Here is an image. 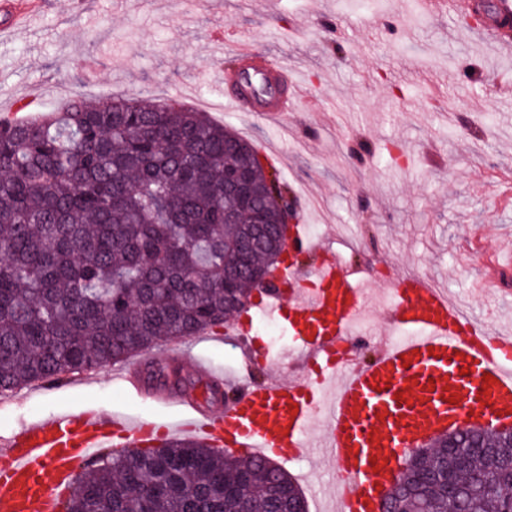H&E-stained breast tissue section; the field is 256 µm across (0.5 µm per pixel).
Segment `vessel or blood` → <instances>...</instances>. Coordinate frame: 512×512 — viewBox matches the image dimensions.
<instances>
[{"label":"vessel or blood","instance_id":"obj_1","mask_svg":"<svg viewBox=\"0 0 512 512\" xmlns=\"http://www.w3.org/2000/svg\"><path fill=\"white\" fill-rule=\"evenodd\" d=\"M0 12L24 28L34 25L39 8L36 0H0ZM511 23L512 0H495L482 32L507 46ZM238 54L249 61L253 83L275 80L253 48H239ZM240 99L249 111L279 120L297 106L285 89L258 98L248 87ZM275 280L291 285L289 293L269 294L272 303H285L299 341L291 378L253 379V370L266 363L252 353L243 360V381L215 375V382L235 392L221 414L193 399L159 393V400L184 408L165 435L288 460L306 448L311 426L321 423L319 445L347 482L338 512H380L402 459L418 443L461 422L512 420V336L490 334L442 289L415 275L396 280L390 319L401 337L380 345L370 362L349 364L332 354L337 339L354 334L365 309L359 271L331 256L309 273L279 269ZM487 374L492 384H485ZM155 435L154 423L100 410L28 421L0 440V512H61L74 476L101 448L122 454L150 445Z\"/></svg>","mask_w":512,"mask_h":512}]
</instances>
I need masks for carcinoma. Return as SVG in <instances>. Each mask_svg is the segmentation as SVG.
I'll return each mask as SVG.
<instances>
[{"mask_svg":"<svg viewBox=\"0 0 512 512\" xmlns=\"http://www.w3.org/2000/svg\"><path fill=\"white\" fill-rule=\"evenodd\" d=\"M24 113L0 125V393L54 383L159 343L231 326L256 283L280 265L286 191L259 152L204 113L113 98ZM255 171L251 223L224 193ZM156 387L233 390L170 365ZM442 434L407 463L383 512H512V434ZM70 512H307L296 481L266 457L172 439L105 453L77 480Z\"/></svg>","mask_w":512,"mask_h":512,"instance_id":"carcinoma-1","label":"carcinoma"}]
</instances>
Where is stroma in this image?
<instances>
[{
	"mask_svg": "<svg viewBox=\"0 0 512 512\" xmlns=\"http://www.w3.org/2000/svg\"><path fill=\"white\" fill-rule=\"evenodd\" d=\"M41 19L10 31L0 14V112L20 101L58 106L143 94L206 113L257 150L307 221L302 230L363 268L373 341L388 340L391 284L418 275L492 330L512 334V49L485 42L458 13L422 0H41ZM224 34V60L208 56ZM248 42L303 79L298 112L275 123L234 106L225 84ZM245 326L249 344L288 378L297 354L283 312L274 338ZM111 410L172 422L155 387L129 395L111 368L46 392L0 401V437L64 410ZM308 502L333 512L336 476L320 448L285 462Z\"/></svg>",
	"mask_w": 512,
	"mask_h": 512,
	"instance_id": "obj_1",
	"label": "stroma"
}]
</instances>
